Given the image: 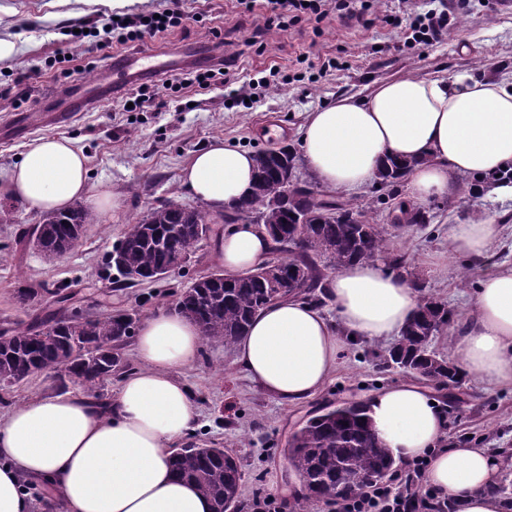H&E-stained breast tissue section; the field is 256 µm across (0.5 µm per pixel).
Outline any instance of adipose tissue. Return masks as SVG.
Here are the masks:
<instances>
[{
    "label": "adipose tissue",
    "instance_id": "1",
    "mask_svg": "<svg viewBox=\"0 0 512 512\" xmlns=\"http://www.w3.org/2000/svg\"><path fill=\"white\" fill-rule=\"evenodd\" d=\"M301 156L308 173L329 189L369 185L390 158L416 160L406 180L411 203L452 196L462 177L480 178L512 166V82L482 73L401 77L363 98L346 96L308 113ZM253 153L214 140L194 155L181 183L220 212L252 193ZM88 193L86 159L71 140L33 139L0 179V195L35 212L68 209ZM502 226L484 216L448 227L453 255L484 259ZM269 252L262 226L242 221L221 236L226 272L254 268ZM330 297L337 322L315 305L288 299L268 305L235 345V360L265 394L298 402L315 395L349 339L399 333L418 297L401 277L375 262L339 271ZM456 347L465 370L512 386V267L487 271L474 294ZM138 369L123 376L107 403L82 393L30 399L0 417V512H30L23 490L48 485L66 512H211L209 500L172 466L174 444L192 430L197 407L182 370L197 362L198 327L158 310L140 325ZM368 417L394 460L428 459L426 480L463 512H499L489 489L498 480L495 458L482 448H442L445 419L437 402L414 383L371 395Z\"/></svg>",
    "mask_w": 512,
    "mask_h": 512
}]
</instances>
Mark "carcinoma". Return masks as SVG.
I'll use <instances>...</instances> for the list:
<instances>
[{"label": "carcinoma", "mask_w": 512, "mask_h": 512, "mask_svg": "<svg viewBox=\"0 0 512 512\" xmlns=\"http://www.w3.org/2000/svg\"><path fill=\"white\" fill-rule=\"evenodd\" d=\"M251 199L234 207L240 216L264 226L278 245V257L250 270L244 277L222 279L214 270L178 293L176 310L194 321L208 344L230 347L243 336L252 318L276 302L274 293L288 283V292L320 301L326 278L319 260L339 271L360 261L381 259L399 270L403 260L389 252V232L365 217L354 204L327 203L304 192H292L296 150L259 151ZM417 161L390 159L378 172L377 188L404 179ZM407 224H427V211L402 206ZM95 216L77 204L65 212L41 215L44 236L41 258L55 264L63 258L62 243L76 239ZM213 232L202 211L174 200L151 208L127 225L120 242L126 270L144 277L172 272L190 263L199 245ZM174 238L175 245L167 244ZM452 320L446 304L431 296L418 299L417 310L387 351L384 364L414 374L439 389L462 381L461 369L431 348L433 339ZM135 322L122 313L91 319L76 312L36 328L16 327L0 334V384L24 381L39 373H54L99 396L103 382L125 368L119 350L133 336ZM288 460L305 484L298 512L312 503L364 492L366 479H377L395 465L390 451L373 430L366 404L326 407L293 436ZM177 475L194 482L209 499L212 512H236L242 482L241 467L222 448L187 445L174 451Z\"/></svg>", "instance_id": "carcinoma-1"}]
</instances>
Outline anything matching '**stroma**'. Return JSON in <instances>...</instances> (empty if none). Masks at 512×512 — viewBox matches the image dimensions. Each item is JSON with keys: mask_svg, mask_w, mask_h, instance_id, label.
Segmentation results:
<instances>
[{"mask_svg": "<svg viewBox=\"0 0 512 512\" xmlns=\"http://www.w3.org/2000/svg\"><path fill=\"white\" fill-rule=\"evenodd\" d=\"M447 2L450 25L428 45L402 44L400 28L383 22L384 13H395V0H375L370 9L375 21L367 28L340 23L332 15L321 20L307 16L287 30L271 26L263 37L264 52L247 50L238 65L251 72L278 68L288 76V84L269 91L255 87L252 100L243 103L225 101L219 88H189L174 94L161 110L129 113L111 91L95 108H70L54 81L61 56H72L81 65L90 49L100 45L112 57L124 56V46L108 29L115 16L111 8L83 0L57 6L52 0H0L14 10L0 20V32L17 35L20 48L14 61L0 64V175L19 162L34 135H54L72 140L87 158L89 191L83 207L93 208L101 187H111L115 195L113 207L98 215L96 223L86 225L79 244L52 265L24 245L39 213L17 199L0 197V203L13 211L12 223H0V328L24 327L33 317L52 311L64 315L76 308L89 315L134 310L143 318L159 309L174 310L181 288L219 269L216 237L224 232L223 214L211 216L215 237L201 243L185 268L163 280L116 287L108 257L132 218L170 199L198 206L180 175L192 156L214 139L253 153L284 146L296 149L308 112L339 96H367L376 84L407 75L435 77L481 70L511 81L512 12L492 11L491 0ZM175 5L183 14L181 24L143 42L144 53L166 62L159 74L163 80L178 74L192 46L211 44V29L238 42L251 36L259 16L240 0H141L124 14L163 13ZM77 27L82 30L78 36L73 33ZM314 58L330 64L318 79L309 65ZM24 73L32 96L17 107L5 91ZM52 107L72 109L70 120L47 125L44 115ZM20 111L37 122L36 133L14 131L13 118ZM475 184L472 178L462 180L453 198L427 202L425 209L432 217L427 224L390 223L389 206L379 201L375 186L351 197L371 220L387 225L389 250L406 259L408 281L416 294L433 296L452 312L448 332L437 335L432 347L453 360L458 354L448 340L469 314L483 271L496 264L512 266V200L475 194ZM478 209L503 224L500 241L481 261L451 257L449 225L468 221ZM65 283L74 298L51 303L49 289ZM24 285L37 289L38 295L22 305L16 293ZM391 345L388 338L344 345L324 387L298 403L261 392L236 363L232 349L203 346L198 361L180 374L199 413L186 441L224 449L238 459L243 472L240 512H255L256 497L266 495L282 500L284 512H294L289 492L299 479L288 466L291 435L327 405L364 402L378 387L413 381V374L385 366ZM76 389L71 382L60 384L54 375L37 374L0 395V414L37 395ZM430 396L447 422L442 446L487 449L501 475H512L511 385L492 386L469 373L460 384L431 391Z\"/></svg>", "mask_w": 512, "mask_h": 512, "instance_id": "35a3bbf8", "label": "stroma"}]
</instances>
